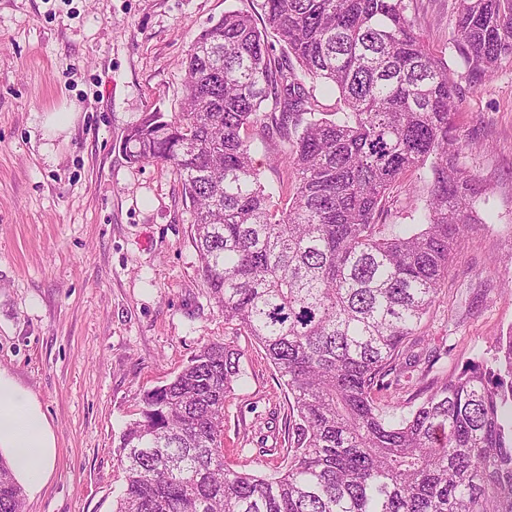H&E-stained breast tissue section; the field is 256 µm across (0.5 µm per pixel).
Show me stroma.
I'll use <instances>...</instances> for the list:
<instances>
[{
  "mask_svg": "<svg viewBox=\"0 0 512 512\" xmlns=\"http://www.w3.org/2000/svg\"><path fill=\"white\" fill-rule=\"evenodd\" d=\"M239 0H0V369L36 397L56 435L55 463L25 512H113L123 487L120 437L144 394L205 344L239 354L224 407V461L272 474L288 445L289 397L265 354L224 311L199 271L191 209L171 166L131 164L128 128L158 108L181 112V61L194 37ZM454 0H409L416 31L449 48ZM462 161L488 187L489 224L464 237L408 369L381 393L384 414L414 410L432 376L491 358L512 329V59L478 85L459 82ZM73 126L43 151L47 113ZM274 195L295 176L279 142L247 132ZM427 185L409 176L389 197L391 224H414Z\"/></svg>",
  "mask_w": 512,
  "mask_h": 512,
  "instance_id": "obj_1",
  "label": "stroma"
}]
</instances>
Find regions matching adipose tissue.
Segmentation results:
<instances>
[{
    "instance_id": "adipose-tissue-1",
    "label": "adipose tissue",
    "mask_w": 512,
    "mask_h": 512,
    "mask_svg": "<svg viewBox=\"0 0 512 512\" xmlns=\"http://www.w3.org/2000/svg\"><path fill=\"white\" fill-rule=\"evenodd\" d=\"M55 436L34 395L0 371V449L15 473L40 486L53 466Z\"/></svg>"
}]
</instances>
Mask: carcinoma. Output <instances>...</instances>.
<instances>
[{"label": "carcinoma", "mask_w": 512, "mask_h": 512, "mask_svg": "<svg viewBox=\"0 0 512 512\" xmlns=\"http://www.w3.org/2000/svg\"><path fill=\"white\" fill-rule=\"evenodd\" d=\"M241 2L194 38L182 112L145 113L124 147L129 162L179 176L224 323L252 336L292 398L288 448L269 477L224 466L239 357L211 342L123 431L114 512H512V329L490 362L422 387L408 416L377 405L417 363L400 357L461 239L485 223L487 187L461 161L458 81L481 83L512 58V0H455L458 74L405 0H263L262 27ZM320 84L338 92L340 116L315 111ZM249 126L278 137L295 174L280 208ZM409 174L430 185L422 222L385 235L388 195ZM23 505L0 456V512Z\"/></svg>", "instance_id": "obj_1"}]
</instances>
